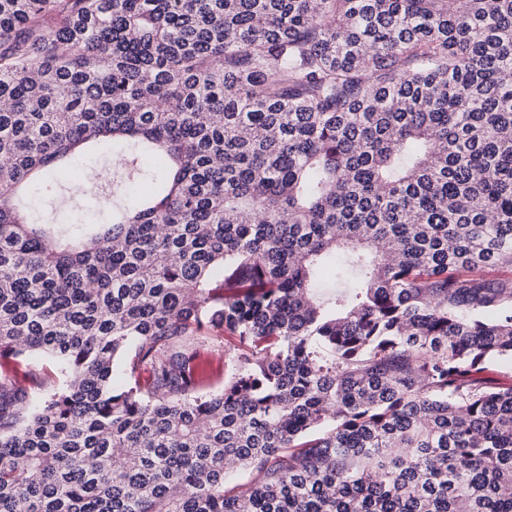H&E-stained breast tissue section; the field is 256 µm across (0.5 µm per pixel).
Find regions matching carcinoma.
Listing matches in <instances>:
<instances>
[{
  "mask_svg": "<svg viewBox=\"0 0 512 512\" xmlns=\"http://www.w3.org/2000/svg\"><path fill=\"white\" fill-rule=\"evenodd\" d=\"M506 73L512 0H0V512H512ZM108 157L105 160L96 162L94 159H81L78 161L79 166L74 178L68 180L60 176L58 173L54 179V183L62 187L63 197V214L61 219L63 222L72 221V219H79L84 222H94L101 216V208L98 206L95 197L90 194L78 195L70 187L77 185L82 180L85 184L90 185L95 180V172L92 169H86L89 166H101L105 161L110 160ZM86 169V170H85ZM85 170V171H84ZM84 171L83 175L82 172ZM48 367V361L37 355L19 358L0 357V374L10 375L20 383H27L31 376L42 374Z\"/></svg>",
  "mask_w": 512,
  "mask_h": 512,
  "instance_id": "carcinoma-1",
  "label": "carcinoma"
}]
</instances>
